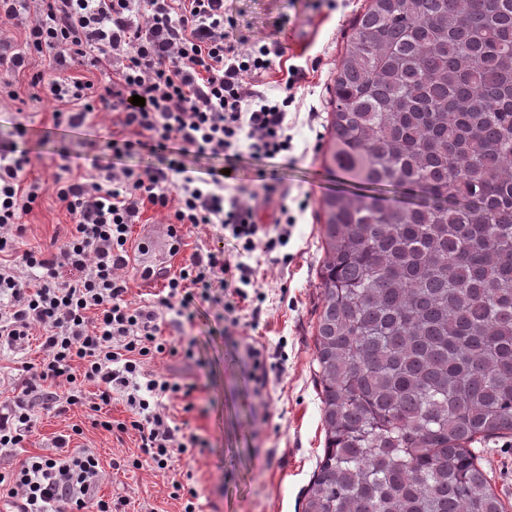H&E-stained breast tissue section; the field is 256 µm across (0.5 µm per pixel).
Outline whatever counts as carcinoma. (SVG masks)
Listing matches in <instances>:
<instances>
[{"instance_id":"carcinoma-1","label":"carcinoma","mask_w":512,"mask_h":512,"mask_svg":"<svg viewBox=\"0 0 512 512\" xmlns=\"http://www.w3.org/2000/svg\"><path fill=\"white\" fill-rule=\"evenodd\" d=\"M330 104L356 191L322 201L301 512H503L470 444L512 430V0H370Z\"/></svg>"}]
</instances>
